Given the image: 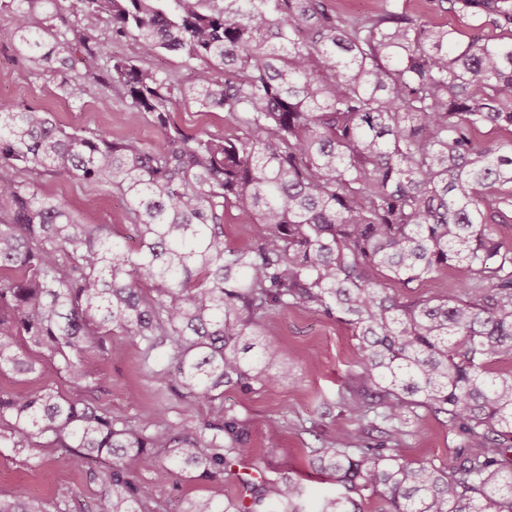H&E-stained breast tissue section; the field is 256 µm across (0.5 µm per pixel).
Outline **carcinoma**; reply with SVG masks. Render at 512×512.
Returning <instances> with one entry per match:
<instances>
[{"label":"carcinoma","instance_id":"obj_1","mask_svg":"<svg viewBox=\"0 0 512 512\" xmlns=\"http://www.w3.org/2000/svg\"><path fill=\"white\" fill-rule=\"evenodd\" d=\"M62 0H0L18 50L78 96L79 65L152 117L161 139L133 131H67L29 105L0 108V370L35 371L23 346L44 349L77 392L90 388L84 357L170 346L165 385L197 404L221 388L274 385L289 376L281 350L258 343L259 319L289 306L352 326L360 372L337 407L368 424L312 449L315 469L342 492L317 512H512V250L491 225L512 205V140L480 145L481 125L512 129V36L459 43L385 4L351 20L326 0H69L72 26L53 24ZM512 29V0H448ZM110 24L139 55L100 56L92 32ZM160 52L192 64L185 82L147 67ZM181 102L221 111L222 136L171 126ZM89 184L125 204L129 247L111 224H84L42 193L35 177ZM229 210L265 233L224 245ZM453 266L458 295L404 300ZM422 408L463 429L464 448L437 469L396 448L401 414ZM385 427H377V422ZM378 430L382 440L369 443ZM43 445L88 466L104 489L92 504L62 497L56 512H167L138 483L164 459L216 480L251 453L235 417L193 430L161 416L151 431L51 389H0V445ZM112 465L98 475L91 464ZM239 498L216 490L179 512H302V483L240 477ZM0 512H48L20 486Z\"/></svg>","mask_w":512,"mask_h":512}]
</instances>
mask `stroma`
Wrapping results in <instances>:
<instances>
[{"mask_svg": "<svg viewBox=\"0 0 512 512\" xmlns=\"http://www.w3.org/2000/svg\"><path fill=\"white\" fill-rule=\"evenodd\" d=\"M394 2L400 11L426 23L448 26L464 43L476 35L484 39L504 35L501 28L492 24L448 11L444 0ZM12 29L11 16L0 14V106L31 104L53 112L66 129H106L116 138L134 130L148 145L160 139L158 127L147 115L114 102L107 88L89 81L80 98L65 95L19 54ZM39 185L44 193L68 202L83 222L111 224L122 234H130L120 197L58 176L44 177ZM261 329L280 347L294 381L272 386L258 383L249 392L228 385L223 397L211 404L193 403L159 383L155 377L159 360L145 358L138 342L129 343L119 355L94 350L85 359L94 381L89 399L132 424L153 426L163 413L191 428L228 416L248 427L252 454L220 480L192 477L163 461L140 473L139 482L166 499L173 512H178L184 498L205 497L218 488L227 498H234L238 493L237 478L243 474L271 479L285 473L297 476L312 504L336 491L335 484L312 470L310 460L312 449L334 437L337 426L350 432L359 427L356 417L336 406L349 377L359 371L353 330L321 312L297 306L266 315ZM0 387L17 392L46 387L65 395L70 392L67 378L46 356L40 357L32 374L0 372ZM403 428V454L438 468L447 465L464 446L463 435L443 415L408 411L403 415ZM20 485L28 488L32 498L49 505L64 495L89 501L102 490L100 482L90 481L86 466L61 453L36 448L25 456L0 447V496L10 495Z\"/></svg>", "mask_w": 512, "mask_h": 512, "instance_id": "stroma-1", "label": "stroma"}]
</instances>
